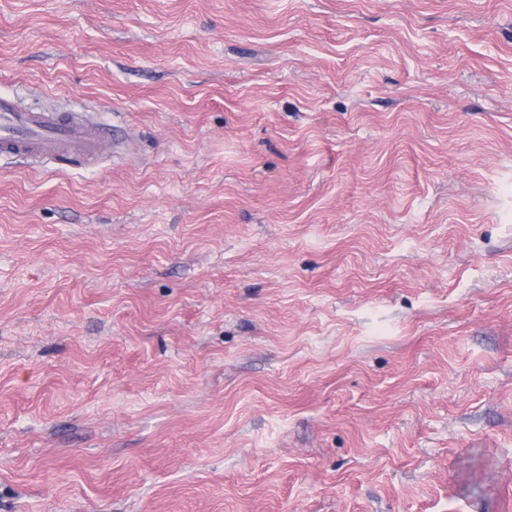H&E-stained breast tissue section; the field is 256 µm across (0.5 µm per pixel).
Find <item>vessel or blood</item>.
Masks as SVG:
<instances>
[{
    "label": "vessel or blood",
    "instance_id": "1",
    "mask_svg": "<svg viewBox=\"0 0 512 512\" xmlns=\"http://www.w3.org/2000/svg\"><path fill=\"white\" fill-rule=\"evenodd\" d=\"M106 135L85 113L33 110L0 96V152L35 160L101 159Z\"/></svg>",
    "mask_w": 512,
    "mask_h": 512
}]
</instances>
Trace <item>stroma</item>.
<instances>
[{"label":"stroma","mask_w":512,"mask_h":512,"mask_svg":"<svg viewBox=\"0 0 512 512\" xmlns=\"http://www.w3.org/2000/svg\"><path fill=\"white\" fill-rule=\"evenodd\" d=\"M0 512H512V0H0ZM107 137L85 113L24 108L0 96V152H21L34 160L103 158Z\"/></svg>","instance_id":"obj_1"}]
</instances>
